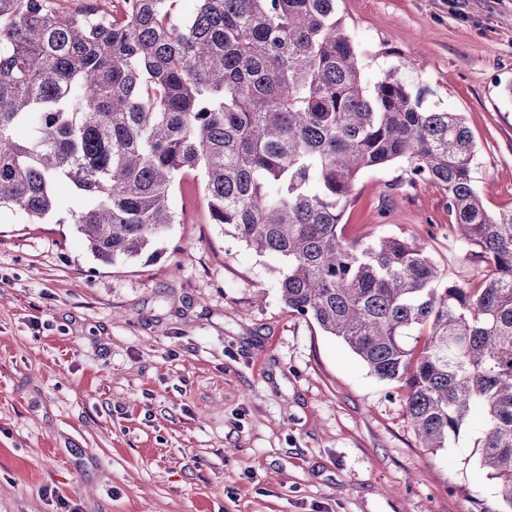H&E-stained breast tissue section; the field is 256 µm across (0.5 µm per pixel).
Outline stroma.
Returning a JSON list of instances; mask_svg holds the SVG:
<instances>
[{"label":"stroma","mask_w":512,"mask_h":512,"mask_svg":"<svg viewBox=\"0 0 512 512\" xmlns=\"http://www.w3.org/2000/svg\"><path fill=\"white\" fill-rule=\"evenodd\" d=\"M367 82L389 72L425 109L461 113L489 209L512 206V0H339ZM401 166L361 173L347 240L424 243L448 281L479 259ZM177 224L105 264L71 224L0 211V512H472L495 484L472 456L481 418L420 448L406 390L288 313L280 259L209 223L197 176ZM470 497H463L462 489Z\"/></svg>","instance_id":"1"}]
</instances>
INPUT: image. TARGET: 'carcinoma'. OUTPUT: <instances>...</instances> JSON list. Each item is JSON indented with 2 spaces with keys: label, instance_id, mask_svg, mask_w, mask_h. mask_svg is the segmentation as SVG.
Returning a JSON list of instances; mask_svg holds the SVG:
<instances>
[{
  "label": "carcinoma",
  "instance_id": "carcinoma-1",
  "mask_svg": "<svg viewBox=\"0 0 512 512\" xmlns=\"http://www.w3.org/2000/svg\"><path fill=\"white\" fill-rule=\"evenodd\" d=\"M0 0V210L73 224L97 259L135 258L176 223L183 175L211 223L282 260L288 312L406 388L420 447H448L472 414L473 456L512 512V208L492 212L458 112L426 110L403 78L368 87L339 0ZM395 164L387 194L432 184L449 231L483 263L442 282L427 247L347 241L357 176Z\"/></svg>",
  "mask_w": 512,
  "mask_h": 512
}]
</instances>
